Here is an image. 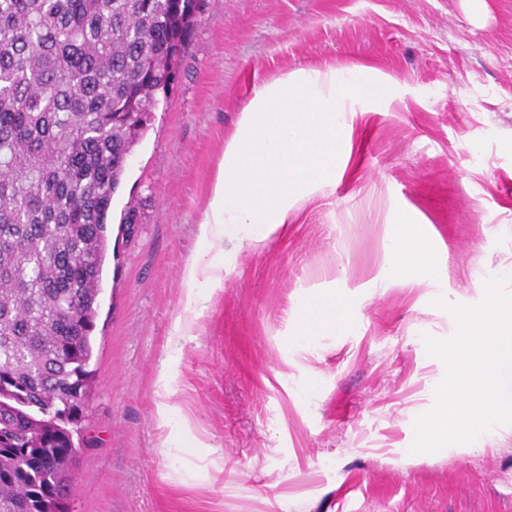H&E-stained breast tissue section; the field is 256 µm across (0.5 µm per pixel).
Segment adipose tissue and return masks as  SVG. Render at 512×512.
Segmentation results:
<instances>
[{"mask_svg":"<svg viewBox=\"0 0 512 512\" xmlns=\"http://www.w3.org/2000/svg\"><path fill=\"white\" fill-rule=\"evenodd\" d=\"M396 78L367 64L301 66L253 89L224 153L200 221L203 238H222L228 224L262 225L273 234L290 224L301 203L343 175L353 156L354 104L393 101ZM392 242L379 284L438 285L442 268L432 256L429 230L410 211L388 228ZM345 298L306 303L302 337L346 327Z\"/></svg>","mask_w":512,"mask_h":512,"instance_id":"ef3b65f1","label":"adipose tissue"}]
</instances>
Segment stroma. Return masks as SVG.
<instances>
[{
  "mask_svg": "<svg viewBox=\"0 0 512 512\" xmlns=\"http://www.w3.org/2000/svg\"><path fill=\"white\" fill-rule=\"evenodd\" d=\"M201 0L180 75L113 197L92 397L73 512H512V439L402 460L446 370L436 305H476L512 266V0ZM371 64L397 99L357 114L335 186L285 230L199 234L252 89L306 65ZM434 228L439 288L374 287L394 215ZM136 222L123 232L126 209ZM221 268L184 311L192 264ZM349 297L348 326L302 338L304 305ZM199 274L200 270L196 265H191L186 273V278L191 288L187 289L185 311L194 316L201 315L206 310L209 302L208 296L199 294L194 288L195 283L198 281Z\"/></svg>",
  "mask_w": 512,
  "mask_h": 512,
  "instance_id": "35a3bbf8",
  "label": "stroma"
}]
</instances>
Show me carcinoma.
<instances>
[{"label":"carcinoma","instance_id":"carcinoma-1","mask_svg":"<svg viewBox=\"0 0 512 512\" xmlns=\"http://www.w3.org/2000/svg\"><path fill=\"white\" fill-rule=\"evenodd\" d=\"M199 0H0V512H70L107 218Z\"/></svg>","mask_w":512,"mask_h":512}]
</instances>
